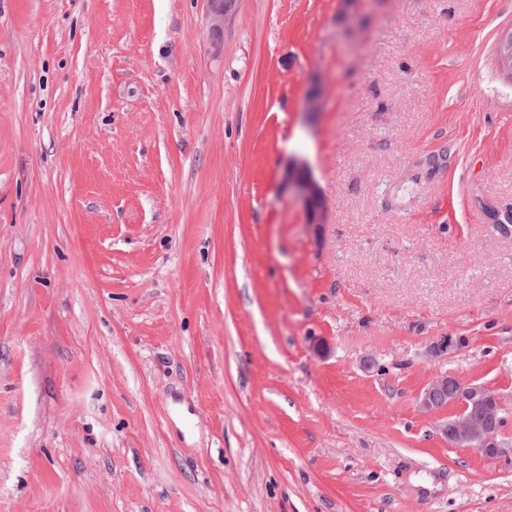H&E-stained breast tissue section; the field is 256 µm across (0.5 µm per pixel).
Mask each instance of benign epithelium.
Here are the masks:
<instances>
[{
	"label": "benign epithelium",
	"instance_id": "obj_1",
	"mask_svg": "<svg viewBox=\"0 0 512 512\" xmlns=\"http://www.w3.org/2000/svg\"><path fill=\"white\" fill-rule=\"evenodd\" d=\"M237 0H208V17L214 30L223 28L234 13ZM497 63L500 69L512 76V32L502 35L497 46ZM288 186L301 201L308 216V224L315 234H320L326 212L325 197L313 178L309 167L294 161L285 173ZM449 374L433 377L418 397L421 412L431 415L440 406L433 393L448 386ZM454 402L460 412L452 419L438 423L441 435L450 443L469 448L486 461H496L512 455V442L503 439L497 425L502 420L504 404L501 397L481 384L457 382Z\"/></svg>",
	"mask_w": 512,
	"mask_h": 512
}]
</instances>
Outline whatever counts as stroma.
<instances>
[{"mask_svg":"<svg viewBox=\"0 0 512 512\" xmlns=\"http://www.w3.org/2000/svg\"><path fill=\"white\" fill-rule=\"evenodd\" d=\"M510 30L512 0H237L218 33L207 0H0V512H512V457L417 403L485 385L512 441ZM284 177L288 186L301 201L308 216V224H310L315 234H320L326 212V202L309 167L303 162L293 161L288 166Z\"/></svg>","mask_w":512,"mask_h":512,"instance_id":"stroma-1","label":"stroma"}]
</instances>
